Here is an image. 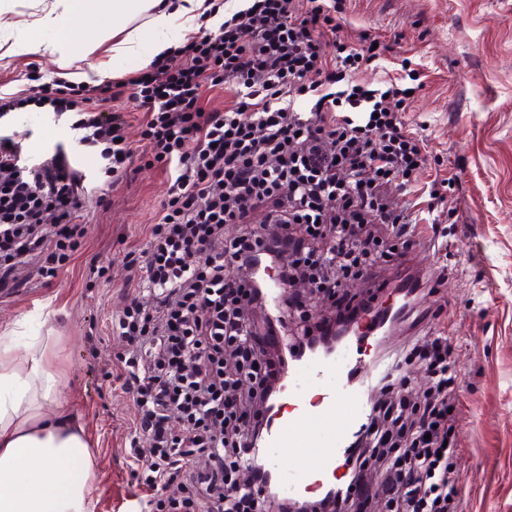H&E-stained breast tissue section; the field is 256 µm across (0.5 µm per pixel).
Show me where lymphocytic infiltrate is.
Segmentation results:
<instances>
[{
    "instance_id": "obj_1",
    "label": "lymphocytic infiltrate",
    "mask_w": 512,
    "mask_h": 512,
    "mask_svg": "<svg viewBox=\"0 0 512 512\" xmlns=\"http://www.w3.org/2000/svg\"><path fill=\"white\" fill-rule=\"evenodd\" d=\"M336 12V0H252L219 33L202 30L174 47L180 65L156 58L127 78H54L0 96L4 115L29 105L74 114L80 144L102 159L91 177L63 147L35 163L0 134V294L54 277L81 246L85 197L127 175L135 152L128 115L114 103L140 112L143 147L169 172L168 196L126 265L115 323L129 346L118 377L140 406L127 453L140 512H259L241 463L266 430L284 360L271 343L281 327L251 283L258 266L274 267L291 290L285 311L300 351L332 323L357 324L376 311L420 226L432 241L445 235L435 184L400 209L386 196L391 181L411 182L424 141L406 127L398 81L373 88L354 80L383 51L363 34L340 37ZM224 90L233 104L211 107L210 94ZM228 224L238 227L229 239ZM350 279L367 290L348 294ZM301 280L311 292L295 291ZM145 293L153 307L141 304ZM315 298L333 301L335 318L305 321ZM400 359L424 368L423 389L375 379L348 455L354 474L319 497L323 512H461L462 479L451 463L458 354L447 337L427 336ZM197 453L208 468L191 469Z\"/></svg>"
}]
</instances>
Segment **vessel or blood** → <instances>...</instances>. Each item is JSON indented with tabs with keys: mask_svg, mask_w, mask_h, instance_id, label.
I'll return each instance as SVG.
<instances>
[{
	"mask_svg": "<svg viewBox=\"0 0 512 512\" xmlns=\"http://www.w3.org/2000/svg\"><path fill=\"white\" fill-rule=\"evenodd\" d=\"M386 321L383 313L367 318L363 335L352 337L333 355L300 358L284 377L261 442L263 451L252 462L279 473L283 495L335 478L367 406L356 383L390 370L375 350L386 339ZM289 460L295 461L294 469H285Z\"/></svg>",
	"mask_w": 512,
	"mask_h": 512,
	"instance_id": "obj_1",
	"label": "vessel or blood"
}]
</instances>
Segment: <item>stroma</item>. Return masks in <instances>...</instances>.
<instances>
[{"mask_svg":"<svg viewBox=\"0 0 512 512\" xmlns=\"http://www.w3.org/2000/svg\"><path fill=\"white\" fill-rule=\"evenodd\" d=\"M342 35L380 37L387 50L359 80L377 83L407 72L419 90L407 101L409 129L425 140L416 187L452 179L442 221L448 246L416 252L439 276L421 308L439 319L392 325L388 349L428 333L448 336L460 355L455 418L464 484L463 512H512V0H343ZM0 36V91L29 88V74L62 78L86 61L17 55ZM37 159L64 143L81 169L98 171L97 151L77 144L68 116L28 108L0 124ZM137 151L126 178L103 199L89 197L82 247L56 277L0 297V330L27 324L31 336L54 330L53 363L61 397L83 423L94 455L92 512H133L135 486L125 461L129 427L139 414L135 391L117 390L107 366L126 340L112 331L126 254L144 239L169 187L165 169L141 150L138 125L127 129Z\"/></svg>","mask_w":512,"mask_h":512,"instance_id":"1","label":"stroma"}]
</instances>
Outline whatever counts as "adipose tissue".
<instances>
[{
    "mask_svg": "<svg viewBox=\"0 0 512 512\" xmlns=\"http://www.w3.org/2000/svg\"><path fill=\"white\" fill-rule=\"evenodd\" d=\"M37 37L20 39L18 55L66 59L86 51L75 24L111 40L112 57L140 66L182 43L200 27L215 31L223 10L207 0H38ZM147 18L146 34L130 25ZM55 337L25 344L0 336V512H91L94 467L90 443L76 418L60 408ZM53 414H45L46 405Z\"/></svg>",
    "mask_w": 512,
    "mask_h": 512,
    "instance_id": "ef3b65f1",
    "label": "adipose tissue"
}]
</instances>
